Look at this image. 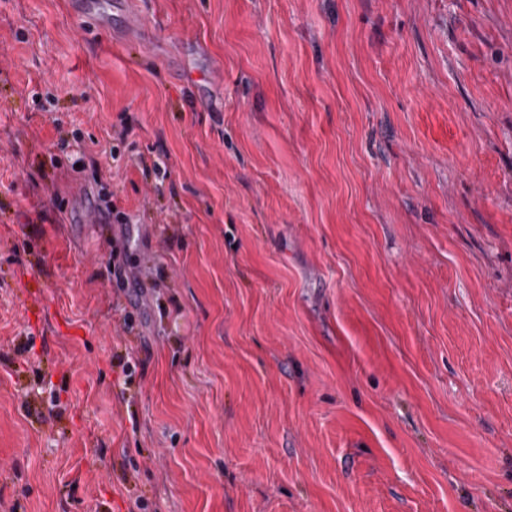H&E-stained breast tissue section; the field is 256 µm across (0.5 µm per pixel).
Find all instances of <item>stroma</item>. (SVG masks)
<instances>
[{"instance_id": "obj_1", "label": "stroma", "mask_w": 512, "mask_h": 512, "mask_svg": "<svg viewBox=\"0 0 512 512\" xmlns=\"http://www.w3.org/2000/svg\"><path fill=\"white\" fill-rule=\"evenodd\" d=\"M132 4L0 0V512H512V0ZM72 6L76 14L86 22L93 24L98 30L112 35V7L120 5L124 8L125 15L127 17V24L123 28L124 30H135L139 29L137 14L135 10L128 6L129 1L124 2H103L101 0H71Z\"/></svg>"}]
</instances>
